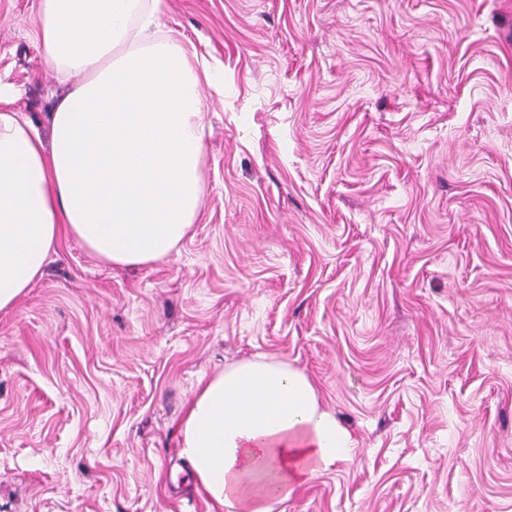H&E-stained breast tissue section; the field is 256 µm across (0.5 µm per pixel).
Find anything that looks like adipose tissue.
<instances>
[{
	"label": "adipose tissue",
	"instance_id": "ef3b65f1",
	"mask_svg": "<svg viewBox=\"0 0 512 512\" xmlns=\"http://www.w3.org/2000/svg\"><path fill=\"white\" fill-rule=\"evenodd\" d=\"M160 0H40L37 37L70 91L34 121L0 112V310L40 279L61 237L98 260H164L200 216L205 90L187 50L156 34ZM193 482L229 512H278L348 436L308 376L281 361L233 365L181 424Z\"/></svg>",
	"mask_w": 512,
	"mask_h": 512
}]
</instances>
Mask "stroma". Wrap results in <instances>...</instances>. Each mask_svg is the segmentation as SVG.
<instances>
[{
    "label": "stroma",
    "instance_id": "35a3bbf8",
    "mask_svg": "<svg viewBox=\"0 0 512 512\" xmlns=\"http://www.w3.org/2000/svg\"><path fill=\"white\" fill-rule=\"evenodd\" d=\"M0 0V111L66 86ZM224 82L192 238L135 268L64 238L0 311V512H227L192 393L297 367L352 448L279 512H512V0H161Z\"/></svg>",
    "mask_w": 512,
    "mask_h": 512
}]
</instances>
